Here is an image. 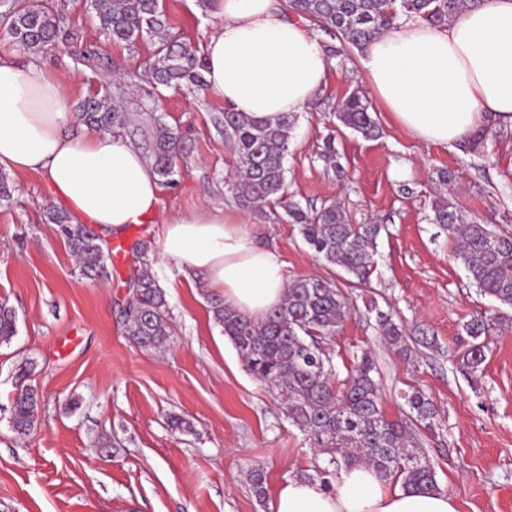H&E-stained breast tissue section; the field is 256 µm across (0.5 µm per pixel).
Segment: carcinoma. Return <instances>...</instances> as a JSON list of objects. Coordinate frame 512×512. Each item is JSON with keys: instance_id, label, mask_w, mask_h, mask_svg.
I'll return each instance as SVG.
<instances>
[{"instance_id": "1", "label": "carcinoma", "mask_w": 512, "mask_h": 512, "mask_svg": "<svg viewBox=\"0 0 512 512\" xmlns=\"http://www.w3.org/2000/svg\"><path fill=\"white\" fill-rule=\"evenodd\" d=\"M485 0H289V8L312 26L338 38L341 48L363 49L380 34L394 27L403 16L418 17L443 26L460 12L476 8ZM100 30L117 44L133 45L136 39L158 38L154 60L145 79L158 87L204 89L201 69L190 49L168 35L170 23L159 0H92ZM0 27L13 42L34 52L55 43L74 41L77 35L63 26L58 12L41 0H0ZM78 63L90 68L105 66L93 50L79 52ZM77 117L90 127L138 134L131 112L105 93L84 99ZM336 119L365 139L380 136V128L369 111V103L357 92L342 102ZM294 116L284 114L276 121L254 120L241 112H224V137L232 147L236 165L239 205L257 209L268 202L283 205L280 220L299 226L305 243L317 259L340 267L353 283L366 285L374 270L376 224H353L344 209L323 205L309 213L295 201H284L287 192L285 166ZM143 142L162 182L178 174L176 159L186 152L182 138L165 123L157 121L144 134ZM432 221L456 240L455 258L469 273L481 294L512 309V233L488 224L464 223L454 203L438 195L431 204ZM47 220L57 225L61 236L77 259L80 271L90 279L107 276L106 258L112 254L99 236L83 224H73L69 214L54 207L46 210ZM140 270L134 275L131 294L123 309L126 335L138 346L159 349L170 342L166 293L148 270L150 246L136 245ZM209 312L238 353L247 369L260 382L277 391L286 405L288 420L307 435L314 451L313 471L329 490L343 470L368 466L387 480L408 488L438 490L435 470L424 452L412 424L430 430L436 418L432 400L417 390L407 395L408 418L395 420L383 410L376 367L369 351L352 353L347 375L339 379L333 358L321 340L336 334L346 320L348 297L332 280L315 276L293 279L281 304L260 320L251 319L208 298ZM381 332L391 346L404 349L400 325L390 313L373 305ZM464 330L471 338L464 353L473 371L486 360L488 331L484 316L468 321ZM16 335L15 312L0 303V344ZM30 371L18 369L19 383L13 403L12 427L23 435L37 418L39 399L31 387L22 384Z\"/></svg>"}]
</instances>
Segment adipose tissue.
I'll return each instance as SVG.
<instances>
[{
    "mask_svg": "<svg viewBox=\"0 0 512 512\" xmlns=\"http://www.w3.org/2000/svg\"><path fill=\"white\" fill-rule=\"evenodd\" d=\"M212 11L216 28L201 47L208 90L255 120L309 109L331 60L308 23L289 16L285 0H212ZM362 63L372 92L422 142L453 147L487 123L512 127V0H485L444 27L401 19L367 45ZM74 122L50 71L0 60V164L41 173L54 197L106 238L157 212L159 177L142 151L118 133L72 134ZM157 249L250 318L283 300L284 262L223 209L166 219ZM271 509L457 512L447 492L392 485L365 466L341 472L330 491L288 479Z\"/></svg>",
    "mask_w": 512,
    "mask_h": 512,
    "instance_id": "adipose-tissue-1",
    "label": "adipose tissue"
}]
</instances>
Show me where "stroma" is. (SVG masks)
Wrapping results in <instances>:
<instances>
[{"instance_id":"stroma-1","label":"stroma","mask_w":512,"mask_h":512,"mask_svg":"<svg viewBox=\"0 0 512 512\" xmlns=\"http://www.w3.org/2000/svg\"><path fill=\"white\" fill-rule=\"evenodd\" d=\"M170 32L200 51L215 19L206 0H163ZM65 25L80 38L52 52L32 53L0 29V59L46 65L70 104L92 93H115L114 72L148 67L153 45L129 48L107 40L84 0H66ZM91 47L111 68L91 70L77 54ZM361 51L335 56L327 84L295 117L289 142L288 196L305 209L338 202L351 223L376 224L375 270L368 285L315 258L297 225L243 210L229 185L234 156L224 139V100L210 91L161 89L143 99L135 120H155L181 135L189 155L173 183L162 185L158 213L141 229L127 227L126 245L155 244L168 215L223 207L245 217L260 243L285 264L288 278L317 275L342 288L350 311L325 342L337 370L351 354L370 350L383 410L404 417L405 393L421 390L437 407L433 432L420 438L441 490L458 512H512V309L482 296L454 257V241L431 223L437 173H455L447 196L465 221L512 231V134L490 130L485 154L419 141L373 96ZM367 96L382 135L367 140L336 120L351 92ZM336 156H322L325 139ZM13 203L0 207V302L17 318V333L0 344V512H271L287 479L311 467L306 435L289 422L278 395L246 369L215 326L201 280H186L173 261L154 258L151 271L164 289L172 336L167 349L134 345L126 336L135 258L108 260L109 277L80 272L55 225L43 214L55 200L42 175L7 170ZM393 310L407 336L406 352L389 346L369 302ZM485 315L494 323L485 362H462L465 324ZM431 344H423V337ZM40 395L39 417L25 435L11 427L16 374ZM78 408H71L72 399ZM188 421L172 430V418ZM110 436V450L100 441ZM265 471L266 496L257 498L248 473Z\"/></svg>"}]
</instances>
